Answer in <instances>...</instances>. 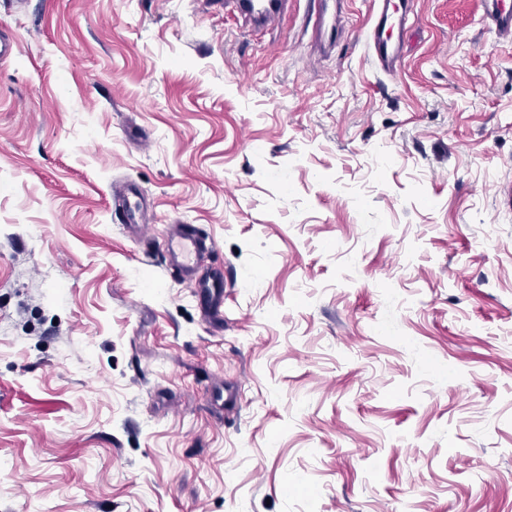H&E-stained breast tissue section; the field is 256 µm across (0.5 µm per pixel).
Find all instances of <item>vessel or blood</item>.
Listing matches in <instances>:
<instances>
[{
	"mask_svg": "<svg viewBox=\"0 0 512 512\" xmlns=\"http://www.w3.org/2000/svg\"><path fill=\"white\" fill-rule=\"evenodd\" d=\"M284 0H236L238 8L261 26L274 25ZM409 0H371L366 26V44L372 62L384 73L397 72L403 52V36L410 19ZM488 17L496 37L512 38V10L500 8V0H488ZM342 0H318L319 9L313 27L321 41L333 42L340 21ZM112 209L123 223L144 230V207L133 186L112 190ZM205 248V238L192 224L176 225L166 241V256L172 272L190 278L195 262ZM222 281L200 284L199 301L208 318L221 316Z\"/></svg>",
	"mask_w": 512,
	"mask_h": 512,
	"instance_id": "obj_1",
	"label": "vessel or blood"
}]
</instances>
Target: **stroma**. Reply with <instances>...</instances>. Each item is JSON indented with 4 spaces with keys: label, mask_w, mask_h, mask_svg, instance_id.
<instances>
[{
    "label": "stroma",
    "mask_w": 512,
    "mask_h": 512,
    "mask_svg": "<svg viewBox=\"0 0 512 512\" xmlns=\"http://www.w3.org/2000/svg\"><path fill=\"white\" fill-rule=\"evenodd\" d=\"M314 10L0 0V512H512V39L413 0L389 76ZM238 8L254 23L271 26L277 22L279 11L286 0H233ZM111 195L112 210L122 220V224L134 226L140 233H143L148 221L143 217L144 207L136 189L131 185H126L121 190L111 187ZM205 248V238L193 224H176L166 241L170 270L181 277L192 278L195 262ZM201 288L198 297L202 305H204L205 314L210 319L221 318V298L224 292V282L219 280L199 282Z\"/></svg>",
    "instance_id": "35a3bbf8"
}]
</instances>
